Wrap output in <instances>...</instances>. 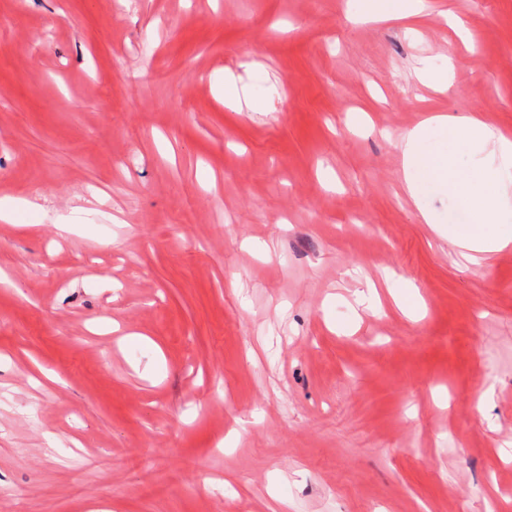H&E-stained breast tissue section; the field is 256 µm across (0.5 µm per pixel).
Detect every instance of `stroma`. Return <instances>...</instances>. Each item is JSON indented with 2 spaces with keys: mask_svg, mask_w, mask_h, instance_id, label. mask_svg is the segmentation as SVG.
I'll use <instances>...</instances> for the list:
<instances>
[{
  "mask_svg": "<svg viewBox=\"0 0 512 512\" xmlns=\"http://www.w3.org/2000/svg\"><path fill=\"white\" fill-rule=\"evenodd\" d=\"M346 2L0 0V512H512V245L463 257L397 147L512 137V0ZM347 18L354 23L387 21L419 15L425 0H355Z\"/></svg>",
  "mask_w": 512,
  "mask_h": 512,
  "instance_id": "obj_1",
  "label": "stroma"
}]
</instances>
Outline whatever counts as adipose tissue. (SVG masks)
<instances>
[{"label":"adipose tissue","instance_id":"adipose-tissue-1","mask_svg":"<svg viewBox=\"0 0 512 512\" xmlns=\"http://www.w3.org/2000/svg\"><path fill=\"white\" fill-rule=\"evenodd\" d=\"M425 0H354L347 17L355 23L387 21L421 14ZM404 184L425 223H438L426 208L431 196L455 202L457 217L448 225L451 244L478 255L512 244V139L472 117L435 115L419 123L401 140ZM472 150L469 168L456 156Z\"/></svg>","mask_w":512,"mask_h":512}]
</instances>
